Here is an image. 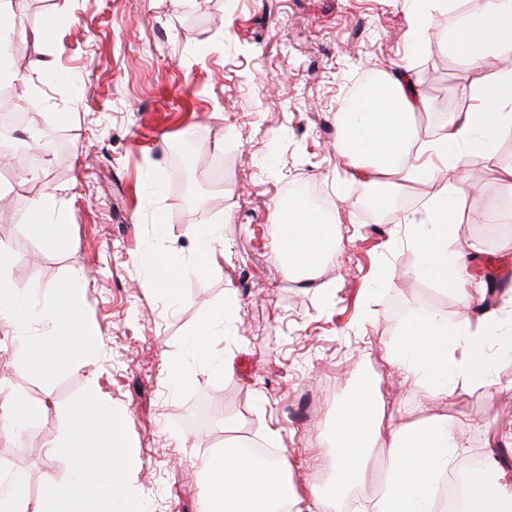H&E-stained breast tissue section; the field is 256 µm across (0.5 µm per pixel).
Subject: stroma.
I'll return each mask as SVG.
<instances>
[{
    "label": "stroma",
    "mask_w": 512,
    "mask_h": 512,
    "mask_svg": "<svg viewBox=\"0 0 512 512\" xmlns=\"http://www.w3.org/2000/svg\"><path fill=\"white\" fill-rule=\"evenodd\" d=\"M413 11L414 0H17L11 66L27 81L9 83L8 109L28 115L17 139L48 129L53 151L37 178L24 180L15 154L0 150V184L10 188L0 242L13 256V287L79 273L82 311L104 352L50 374L36 353H65L67 338L0 352L15 397L49 404L23 436L0 432V475L63 479L44 448L93 381L124 419L137 512H201L202 460L225 439L250 442L273 429L292 482L328 484L314 460L333 450L336 413L367 379L401 421L447 415L467 461L494 444L512 464V445L496 442L497 428L512 423V359L498 362L489 388L459 384L438 398L403 387L385 360L414 311L452 318L459 309L452 293L413 274L411 252L398 245L400 218L421 216L442 181L398 182L378 221L363 204L366 184L336 147L337 112L372 75L422 76L425 140L469 106L463 90L483 72L437 40L453 14H438L434 41L417 50ZM510 165L512 135L493 159H472L479 189L460 198L456 225L458 242L476 248L494 306L512 296V233L486 237L477 227L488 221L486 202L502 197L498 171ZM301 186L337 209L342 240L309 280L278 262L287 200ZM46 189L56 194L53 220L71 227L64 250L25 230L32 199ZM210 230L224 240L219 272L187 274L173 306L149 292L142 255L189 267L194 237ZM227 297L237 314L213 329L211 346L231 373L211 379L188 341ZM174 359L187 375L173 393L164 366Z\"/></svg>",
    "instance_id": "obj_1"
}]
</instances>
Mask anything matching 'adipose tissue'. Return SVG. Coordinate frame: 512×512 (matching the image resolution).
<instances>
[{
  "label": "adipose tissue",
  "mask_w": 512,
  "mask_h": 512,
  "mask_svg": "<svg viewBox=\"0 0 512 512\" xmlns=\"http://www.w3.org/2000/svg\"><path fill=\"white\" fill-rule=\"evenodd\" d=\"M444 44L468 66L480 67L491 60L500 66L468 86L471 108L450 113L437 140H421L415 124L416 113L427 111L429 104L414 73L368 89L338 114V147L348 168L376 191L379 203L389 200L390 177L433 178L434 169L422 164V157L438 158L463 175L472 156L493 157L500 138L512 131V0H467L446 32ZM464 192L460 181L445 184L424 202V221L410 215L402 219L415 272L449 288L460 306L452 321L437 312L415 314L387 354L410 389L433 396L447 395L449 387L461 382L488 387L497 362L512 355V317L487 321L474 316L485 291L471 272L469 250L457 244L454 234ZM339 245L321 214L302 213L300 223L290 225L283 242L289 254L284 269L291 273L318 267ZM223 247L222 238L205 236L192 267H152L147 280L169 299H177L185 274L212 273L210 256ZM11 265L12 254L1 244L0 326L18 341L28 339L36 324L45 326L48 335L68 337L65 358L39 353L37 363L44 370L55 369L62 360L78 364L98 359L99 336L79 324L82 291L75 279L42 286L39 300L33 303L6 282ZM86 400L96 404L97 417L73 410L50 451L60 461L64 479L44 481L35 491L28 473L11 472L0 480V512H128L138 502L141 491L114 454L124 445L121 422L96 392H89ZM47 411L44 400H17L0 382V428L22 435ZM334 435L344 449L325 460L330 490L312 488L302 493L289 485L285 474L291 464L285 454L267 459L265 471L260 472L246 458L228 453L202 464L204 512H271L275 504L284 512H333L337 499L370 484L375 490L366 496L360 512H441L448 477L464 455L447 417L401 422L384 413L373 384L365 382L337 415ZM85 440L98 443L96 457L84 453L81 443ZM375 453L384 460L379 471L368 465ZM477 475L467 490L468 512H512V470L489 452Z\"/></svg>",
  "instance_id": "obj_1"
}]
</instances>
